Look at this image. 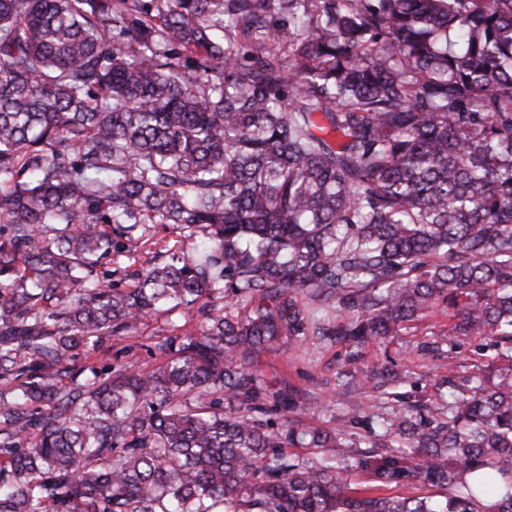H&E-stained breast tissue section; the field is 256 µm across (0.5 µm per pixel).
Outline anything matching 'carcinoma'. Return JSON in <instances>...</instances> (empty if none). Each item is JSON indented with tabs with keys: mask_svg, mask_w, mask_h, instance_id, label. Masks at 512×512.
Returning <instances> with one entry per match:
<instances>
[{
	"mask_svg": "<svg viewBox=\"0 0 512 512\" xmlns=\"http://www.w3.org/2000/svg\"><path fill=\"white\" fill-rule=\"evenodd\" d=\"M430 313L496 364L361 445L252 366ZM0 512H512V0H0ZM177 233L178 230L171 224H155L150 231L151 240L149 243L144 245L140 244L133 253H125L130 258L117 256L112 262L106 265V267L112 271V282L123 288L126 285L125 283L128 282V276L126 275L132 274L134 270L139 269L145 259L150 256L147 254V248L151 247L155 250L154 242H159L158 248H160L165 242H171L175 239ZM134 259H136V262ZM169 325L166 316L152 317L145 320L140 328L138 336H122L112 339V350L108 357L99 355L103 362L112 363V365L131 362H139L143 366L151 364L154 359L147 354V346H152L153 342L159 340L167 333ZM159 335V336H155Z\"/></svg>",
	"mask_w": 512,
	"mask_h": 512,
	"instance_id": "carcinoma-1",
	"label": "carcinoma"
}]
</instances>
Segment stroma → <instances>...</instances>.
Segmentation results:
<instances>
[{"mask_svg":"<svg viewBox=\"0 0 512 512\" xmlns=\"http://www.w3.org/2000/svg\"><path fill=\"white\" fill-rule=\"evenodd\" d=\"M447 326L446 316L430 315L400 335L370 343L354 362L348 361L346 348L339 345L324 344L312 337L302 343L282 340L263 350L254 366L266 385L285 383L312 398L310 409L293 413V420L313 428L342 430L351 402L369 409L381 402L379 389L365 380L373 367L388 366L398 372L403 380L400 390L410 404L433 406L440 400V383L448 374L449 362L470 367L492 361L494 350L484 347L477 336L461 339L449 359L419 353L421 343L435 341ZM168 329L166 317L145 320L138 335L113 339L109 363L150 364L148 346Z\"/></svg>","mask_w":512,"mask_h":512,"instance_id":"35a3bbf8","label":"stroma"}]
</instances>
